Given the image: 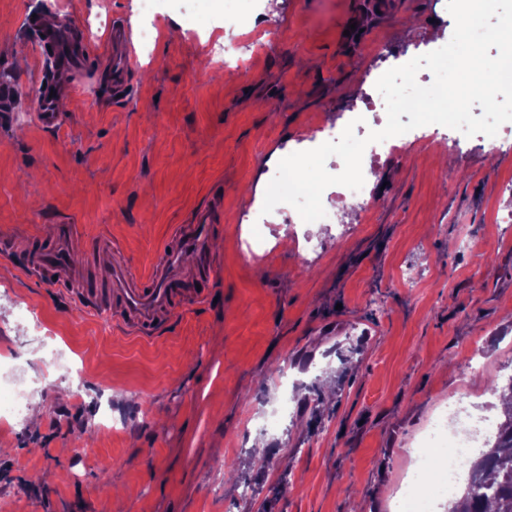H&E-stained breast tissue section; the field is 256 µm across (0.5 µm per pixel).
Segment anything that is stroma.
Listing matches in <instances>:
<instances>
[{
    "instance_id": "1",
    "label": "stroma",
    "mask_w": 512,
    "mask_h": 512,
    "mask_svg": "<svg viewBox=\"0 0 512 512\" xmlns=\"http://www.w3.org/2000/svg\"><path fill=\"white\" fill-rule=\"evenodd\" d=\"M172 0L160 35L135 47L132 98H112L107 31L83 32L89 72L64 98L63 126L38 122L42 48L27 19L102 12L138 37V0H0V75L24 102L0 120V238L51 236L121 243L147 270L172 225L214 195L223 302L177 313L163 337L125 335L114 317L69 309L0 255V382L39 404L41 423L0 432V512H393L408 448L464 399L498 421L493 385L512 374V151L467 138L450 164L437 143L380 159L368 217L296 224L281 209L262 227L268 255L246 261L241 217L316 120L348 112L386 122L365 94L377 53L447 44L445 0ZM247 19L256 44L243 75L207 60L227 40L224 13ZM178 28L179 37L165 32ZM354 36H347V29ZM312 237L316 253L303 248ZM474 241L465 251L462 241ZM35 318L20 316L23 306ZM84 374L74 398L47 342ZM310 358L287 381L284 358ZM295 392L278 434L261 432L269 402ZM143 398L138 429L121 425ZM267 454L290 458L269 481Z\"/></svg>"
}]
</instances>
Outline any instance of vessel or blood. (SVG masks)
Returning <instances> with one entry per match:
<instances>
[{"mask_svg":"<svg viewBox=\"0 0 512 512\" xmlns=\"http://www.w3.org/2000/svg\"><path fill=\"white\" fill-rule=\"evenodd\" d=\"M30 27L50 50L57 67L78 78L86 73L87 48L75 28L47 27L38 19ZM110 40L112 87L121 95L128 87L126 73L133 49L125 26H113ZM64 93L54 79H47L39 99L44 128L60 125L55 104ZM223 221L224 199L219 196L199 207L191 223L174 227L148 272L142 274L124 257L119 244L79 240L72 224L56 225L47 239L26 234L16 237L14 254L24 276L52 288L65 286L68 301L76 309L88 314L111 310L128 334L148 338L158 335L179 310L206 304L215 295L218 274L213 243L215 228ZM78 250L95 267V275H87L86 267L74 262ZM189 255L195 257V265L186 264Z\"/></svg>","mask_w":512,"mask_h":512,"instance_id":"vessel-or-blood-1","label":"vessel or blood"}]
</instances>
